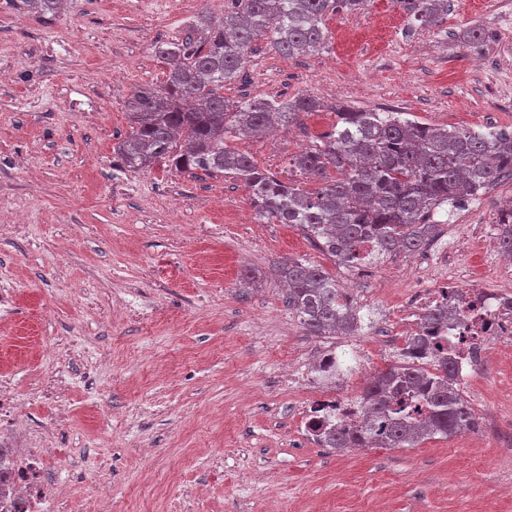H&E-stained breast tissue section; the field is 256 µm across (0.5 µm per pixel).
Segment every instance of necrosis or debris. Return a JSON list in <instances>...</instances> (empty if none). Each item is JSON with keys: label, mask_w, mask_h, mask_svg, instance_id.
Here are the masks:
<instances>
[{"label": "necrosis or debris", "mask_w": 512, "mask_h": 512, "mask_svg": "<svg viewBox=\"0 0 512 512\" xmlns=\"http://www.w3.org/2000/svg\"><path fill=\"white\" fill-rule=\"evenodd\" d=\"M458 311L455 319L432 330H425L420 316L440 302ZM408 313L403 317L405 338L432 334L445 355L453 358L456 381H463L489 356L496 340L512 335V279L503 278L500 288L464 286L447 280L422 289L406 298ZM48 455L35 448L20 455L0 448V512H54L59 488L46 485L42 474Z\"/></svg>", "instance_id": "necrosis-or-debris-1"}]
</instances>
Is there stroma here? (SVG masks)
<instances>
[{
	"label": "stroma",
	"instance_id": "35a3bbf8",
	"mask_svg": "<svg viewBox=\"0 0 512 512\" xmlns=\"http://www.w3.org/2000/svg\"><path fill=\"white\" fill-rule=\"evenodd\" d=\"M449 0L437 27L407 32L401 0L327 19L322 53L285 57L255 41L226 99H289L322 110L275 136L229 145L297 183L299 151L336 123L337 105L404 112L430 125L512 129V0ZM214 0H65L44 18L0 0V385L19 423L0 445L54 449L47 482L59 512L108 486L101 512H512V341L459 386L480 427L413 448L334 452L299 428L314 395L357 377L315 378L311 357L343 344L307 335L272 267L340 263L292 224L259 219L242 182L158 163L132 173L115 151L138 89L163 85L153 46L184 39ZM482 26V46L465 30ZM512 180L468 210L445 205L447 231L426 280L493 281L494 223ZM349 289L363 318L353 342L379 372L394 304L410 285L404 255L365 263ZM260 273L253 283L244 270Z\"/></svg>",
	"mask_w": 512,
	"mask_h": 512
}]
</instances>
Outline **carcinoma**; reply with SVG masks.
I'll use <instances>...</instances> for the list:
<instances>
[{"label": "carcinoma", "mask_w": 512, "mask_h": 512, "mask_svg": "<svg viewBox=\"0 0 512 512\" xmlns=\"http://www.w3.org/2000/svg\"><path fill=\"white\" fill-rule=\"evenodd\" d=\"M215 18L198 15L193 34L154 47L166 69L165 84L142 88L128 113L130 131L115 147L126 170L137 172L167 159L184 171L231 175L252 192L258 217L295 224L318 240L323 252L343 263L416 253L443 232L426 223L443 205L460 207L504 177L512 178V130H450L412 121L400 112L336 108L334 133L298 153L292 165L316 187L302 188L262 170L226 144L230 137H261L321 110L308 95L287 100L224 99V85L237 79L253 42L269 39L282 56L315 54L330 43L326 19L366 8L368 0H229ZM63 0H22L27 9L57 13ZM409 28L436 26L448 15V0H412ZM505 225L499 247L512 254V210L500 211ZM288 287V309L312 336H356L361 317L336 280L320 266L288 259L276 266ZM429 324L448 322V306L425 312ZM430 344L415 338L398 364L379 372L361 400L359 425H330L317 434L321 448H414L422 441L473 430L476 416L453 381L454 360L420 363ZM423 398L425 421L411 420L408 400Z\"/></svg>", "instance_id": "cac0c4a2"}]
</instances>
